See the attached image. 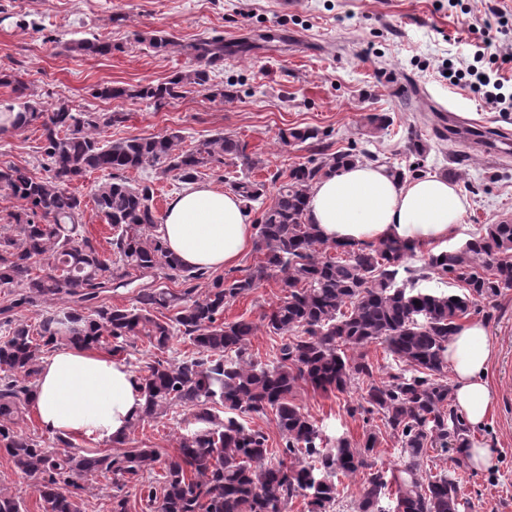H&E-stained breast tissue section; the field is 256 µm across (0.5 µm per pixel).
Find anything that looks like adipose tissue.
I'll return each instance as SVG.
<instances>
[{
  "mask_svg": "<svg viewBox=\"0 0 512 512\" xmlns=\"http://www.w3.org/2000/svg\"><path fill=\"white\" fill-rule=\"evenodd\" d=\"M466 207V196L445 177L427 174L402 181L386 167L359 163L313 186L307 219L330 243L397 239L439 252L458 236ZM159 231L189 269L235 267L254 243L239 198L204 183L187 185L168 203ZM493 353L479 322L462 326L448 343L454 404L473 426L483 424L494 403L485 377ZM144 402L128 364L78 345L43 360L33 392L43 428L101 441L121 439Z\"/></svg>",
  "mask_w": 512,
  "mask_h": 512,
  "instance_id": "obj_1",
  "label": "adipose tissue"
}]
</instances>
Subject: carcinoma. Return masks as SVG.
Wrapping results in <instances>:
<instances>
[{"instance_id": "carcinoma-1", "label": "carcinoma", "mask_w": 512, "mask_h": 512, "mask_svg": "<svg viewBox=\"0 0 512 512\" xmlns=\"http://www.w3.org/2000/svg\"><path fill=\"white\" fill-rule=\"evenodd\" d=\"M76 48L89 54L112 53V44L88 39ZM197 66L157 84L138 88L104 86L98 96L150 99L158 105L183 97L188 87L212 98L231 99L234 92L214 89L208 68L224 61V39L201 38L190 45ZM20 102L22 126L41 122L46 178L25 168L0 166V193L22 201L21 208L0 224V289L13 298L0 308L8 335L0 338V452L23 474L40 480V498L47 512H82V494L89 477L112 474L111 512H127L122 494L138 482L147 512H285L288 501L303 496L309 512H328L336 500L338 475L361 474L364 493L358 512H385L379 507L390 485H396L393 512H461L459 483L451 474H423L428 452L469 443L470 427L449 406L448 342L459 320L478 303L512 288V222L488 224L458 249L432 256L429 274H453L466 291L454 295L440 288H417L400 282L415 246L390 240L378 245H331L306 219L307 199L323 176L370 157L365 150L338 151L320 163L309 160L290 169L270 205L256 220V250L261 258L242 277L218 276L182 267L157 232L158 218L147 185L132 187L129 170L152 169L192 183L203 171L238 160L250 170L258 164L247 144L218 132L190 149L181 148L179 131L128 137L101 143L96 131L123 121L117 112H82L66 101L44 109L27 97L23 74H5ZM318 137L313 129H286L280 142L288 146ZM406 150L417 160L408 169L391 168L400 180L423 172L426 146L416 134ZM91 170L107 171L112 181L99 186L94 203L112 227V253H100L78 230L81 197L68 184ZM245 212L264 205L265 183L244 176L230 182ZM340 249L347 258L326 256ZM48 260L50 273L33 274L34 264ZM180 277L174 292L161 280ZM210 279L197 293V281ZM275 278L286 292L262 315L263 326L284 339L274 359L259 364L248 355L249 337L257 326L244 319L226 323L224 305ZM143 281L129 307H112L101 297ZM62 300L64 304L55 305ZM50 303L36 329L10 318L16 308ZM173 315H168V312ZM189 338L196 352L176 363L149 364L138 380L145 405L134 422L153 419L175 405L192 410V426L179 438L177 455L163 461V482L144 475L160 461L152 448L118 455L89 456L76 452L69 439L58 447L14 430L31 403L44 349L65 341L96 347L113 343L121 354L136 336H146L159 349L174 336ZM380 342L396 372L387 381L374 379V368L361 349ZM324 392H345L364 385L361 412L378 415L400 442L401 463L387 473L377 468L373 450L378 434H365L362 446L345 437L331 438L294 402L298 383ZM222 407L229 416L214 412ZM275 413L281 434L279 459L266 461L268 437L246 426L233 413Z\"/></svg>"}]
</instances>
